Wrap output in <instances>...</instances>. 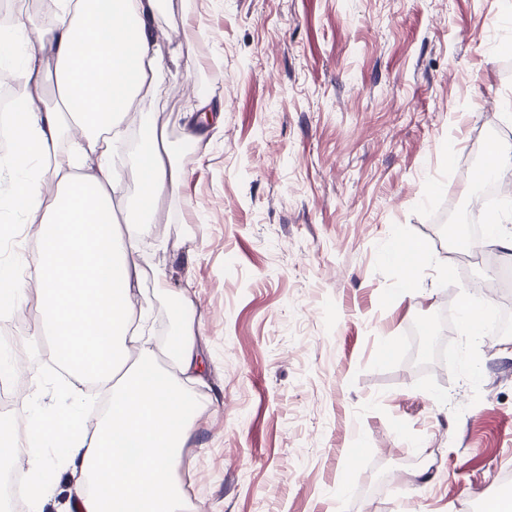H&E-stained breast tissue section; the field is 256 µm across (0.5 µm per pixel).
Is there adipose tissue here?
<instances>
[{"label": "adipose tissue", "mask_w": 512, "mask_h": 512, "mask_svg": "<svg viewBox=\"0 0 512 512\" xmlns=\"http://www.w3.org/2000/svg\"><path fill=\"white\" fill-rule=\"evenodd\" d=\"M157 0H58L34 39L24 25L0 30V57L23 43L10 74L27 95L14 104L9 168L13 182L0 208L23 211L40 227L25 273L0 275V321L16 305L33 308V339L50 334L69 379L63 403L34 410L24 428L0 421V462L24 457L29 512H44L46 475L64 462L77 489V512H182L190 492L177 478L191 447L195 415L187 382H203L202 345L189 289L178 292L177 332L168 349L174 364L160 365L147 331L148 317L132 300L143 275L138 227L156 221V209L183 171L174 163L152 114L136 177L137 208L118 217L112 191L119 172L112 143L147 90L159 91L167 52L150 22ZM56 63L63 110L42 109L45 55ZM79 138L60 153L64 116ZM107 386L112 399L95 429L83 410L85 388Z\"/></svg>", "instance_id": "ef3b65f1"}]
</instances>
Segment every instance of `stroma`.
<instances>
[{"label": "stroma", "instance_id": "35a3bbf8", "mask_svg": "<svg viewBox=\"0 0 512 512\" xmlns=\"http://www.w3.org/2000/svg\"><path fill=\"white\" fill-rule=\"evenodd\" d=\"M181 56L143 96L187 177L140 239L136 306L153 326L191 283L207 342L189 480L204 512H487L512 503V337L479 345L481 399L442 362L370 363L378 339L448 311L460 286L426 271L416 298L379 299L392 225L439 261L464 239L448 213L478 189L489 143H512V20L500 0H158ZM223 107L185 138L200 99ZM32 318L0 323L22 369L0 417L24 422L62 382ZM360 452L348 462L345 452Z\"/></svg>", "mask_w": 512, "mask_h": 512}]
</instances>
